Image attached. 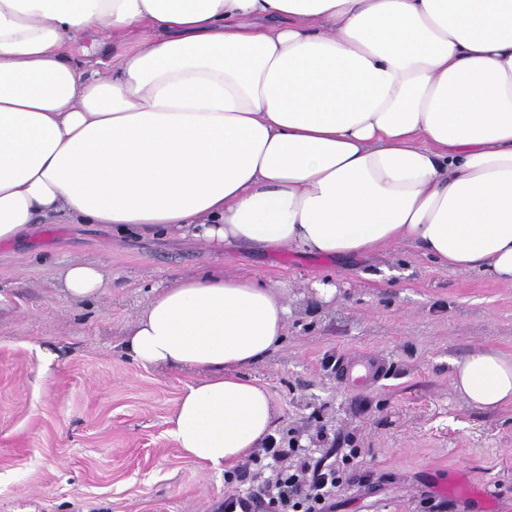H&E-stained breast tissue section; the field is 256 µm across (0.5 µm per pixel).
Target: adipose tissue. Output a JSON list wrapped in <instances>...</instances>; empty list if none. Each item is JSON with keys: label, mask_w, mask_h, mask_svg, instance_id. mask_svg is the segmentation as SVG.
I'll return each instance as SVG.
<instances>
[{"label": "adipose tissue", "mask_w": 512, "mask_h": 512, "mask_svg": "<svg viewBox=\"0 0 512 512\" xmlns=\"http://www.w3.org/2000/svg\"><path fill=\"white\" fill-rule=\"evenodd\" d=\"M100 34L107 71L71 61ZM212 247L361 254L403 242L512 284V0H0V243L37 217ZM73 300L104 286L69 266ZM288 307L257 279L156 291L122 343L194 373L170 435L224 471L273 433L242 376ZM512 406V357L454 362Z\"/></svg>", "instance_id": "ef3b65f1"}]
</instances>
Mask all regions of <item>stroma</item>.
Returning a JSON list of instances; mask_svg holds the SVG:
<instances>
[{"label": "stroma", "instance_id": "obj_1", "mask_svg": "<svg viewBox=\"0 0 512 512\" xmlns=\"http://www.w3.org/2000/svg\"><path fill=\"white\" fill-rule=\"evenodd\" d=\"M82 263L106 285L77 302L62 275ZM206 274L256 278L287 301L281 344L244 373L271 394L276 439L330 462L360 449L335 512H512V408H474L450 378L475 350L512 355L511 285L441 268L408 243L336 258L218 251L43 218L0 245V512H218L227 494L268 492L277 461L237 465L228 483L176 448L193 374L121 352L156 289ZM317 282L335 296L317 299ZM46 350L57 356L47 373ZM366 355L383 374L363 388L328 365Z\"/></svg>", "mask_w": 512, "mask_h": 512}]
</instances>
